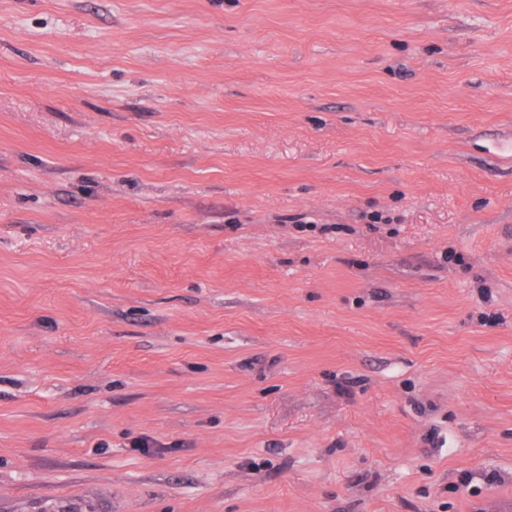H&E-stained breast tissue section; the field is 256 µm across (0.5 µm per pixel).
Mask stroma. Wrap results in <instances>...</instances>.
I'll list each match as a JSON object with an SVG mask.
<instances>
[{
    "instance_id": "35a3bbf8",
    "label": "stroma",
    "mask_w": 512,
    "mask_h": 512,
    "mask_svg": "<svg viewBox=\"0 0 512 512\" xmlns=\"http://www.w3.org/2000/svg\"><path fill=\"white\" fill-rule=\"evenodd\" d=\"M501 499L512 0H0V512Z\"/></svg>"
}]
</instances>
